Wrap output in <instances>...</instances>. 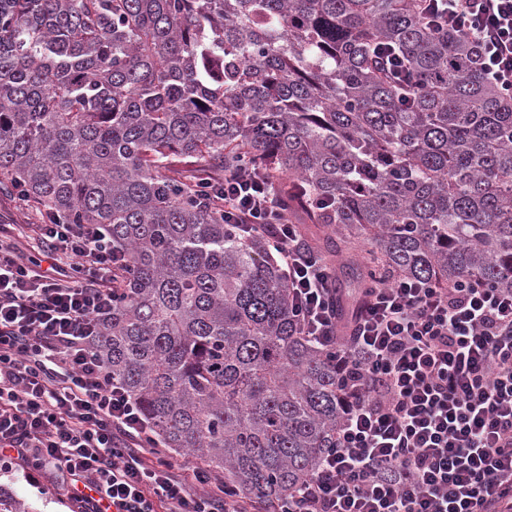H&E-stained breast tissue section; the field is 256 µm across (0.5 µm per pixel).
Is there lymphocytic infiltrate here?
I'll list each match as a JSON object with an SVG mask.
<instances>
[{
    "instance_id": "1",
    "label": "lymphocytic infiltrate",
    "mask_w": 512,
    "mask_h": 512,
    "mask_svg": "<svg viewBox=\"0 0 512 512\" xmlns=\"http://www.w3.org/2000/svg\"><path fill=\"white\" fill-rule=\"evenodd\" d=\"M472 39L512 90V0H417ZM241 236L270 232L301 333L343 351L351 407L336 444L277 512H512V290L376 281L338 330L334 277L277 187L254 171L198 178ZM42 260L0 235V468L23 466L78 512H252L223 475L159 449L97 350L121 254L97 224L25 225Z\"/></svg>"
}]
</instances>
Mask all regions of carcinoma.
I'll return each instance as SVG.
<instances>
[{"label":"carcinoma","instance_id":"1","mask_svg":"<svg viewBox=\"0 0 512 512\" xmlns=\"http://www.w3.org/2000/svg\"><path fill=\"white\" fill-rule=\"evenodd\" d=\"M242 168L288 180L304 241L357 289L512 288V94L416 0H0V191L109 230L106 368L167 450L275 512L335 447L346 393L266 237L192 186ZM0 512L30 510L0 493ZM375 59L378 66L392 82L409 86L407 68L393 49L380 51Z\"/></svg>","mask_w":512,"mask_h":512}]
</instances>
